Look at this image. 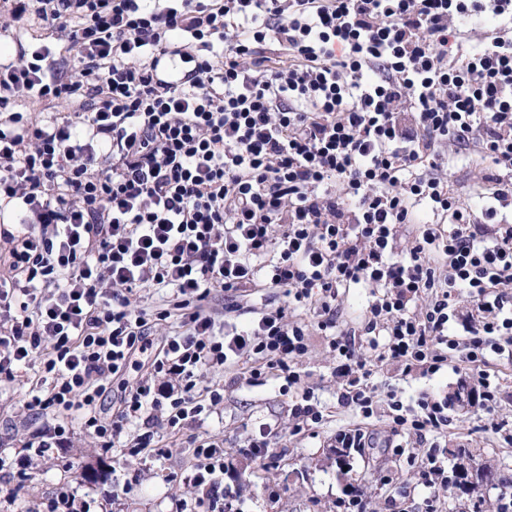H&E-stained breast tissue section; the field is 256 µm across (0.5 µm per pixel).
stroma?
<instances>
[{
    "instance_id": "1",
    "label": "stroma",
    "mask_w": 512,
    "mask_h": 512,
    "mask_svg": "<svg viewBox=\"0 0 512 512\" xmlns=\"http://www.w3.org/2000/svg\"><path fill=\"white\" fill-rule=\"evenodd\" d=\"M300 365L323 413L315 433L294 432L293 399L280 392L281 381L274 373H267L264 384L253 385L241 368L207 371L202 386H223L224 400L182 430L156 425L160 447L173 451L166 460L145 452L128 460L104 450L74 418L65 421L69 434L63 446L39 447L37 432L51 428L54 421L28 410L26 386L16 384L13 392L0 397V457L24 459L26 468L21 473L13 467L0 469V512H41L44 499L60 485L91 501L93 512H177L180 504H194L198 496L184 476L193 443L201 439L224 446L222 484L232 492V512H345L343 502L354 489L368 512H458L448 489L432 494L422 485V461L431 443L449 451L469 449L495 467L512 466V359L493 365L500 395L489 410L456 401L461 388L475 385L467 370L411 378L395 363L377 367L370 379L377 396L395 387L408 405L423 395L450 399L448 424L434 442L412 440L401 455L392 449L399 438L383 416L366 419L338 403L340 384L332 375L325 337L310 338ZM263 424L270 427L269 448L257 456L248 444ZM348 428L377 435L379 445L352 451L343 468L333 449L337 432ZM94 466L107 471V478L83 479V470Z\"/></svg>"
}]
</instances>
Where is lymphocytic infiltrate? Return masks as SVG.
I'll return each mask as SVG.
<instances>
[{
	"label": "lymphocytic infiltrate",
	"mask_w": 512,
	"mask_h": 512,
	"mask_svg": "<svg viewBox=\"0 0 512 512\" xmlns=\"http://www.w3.org/2000/svg\"><path fill=\"white\" fill-rule=\"evenodd\" d=\"M0 15L47 32L0 46V390L33 369L28 409L80 419L106 450L146 424L133 447L164 458L150 422L210 411L222 395L202 372L244 359L294 392L295 432L317 428L299 359L319 334L339 402L398 434L426 439L448 402L376 399L384 362L464 365L471 405L496 403L486 365L512 358V0H7ZM474 145L487 171L467 202L451 174ZM360 287L372 298L344 327ZM263 288L283 305L242 325L204 306ZM151 290L171 310H133ZM297 308L315 322L289 321ZM193 455L186 482L222 512L223 448ZM366 303L365 294H360L358 290H352L343 301V320L348 327H357L361 310Z\"/></svg>",
	"instance_id": "lymphocytic-infiltrate-1"
}]
</instances>
